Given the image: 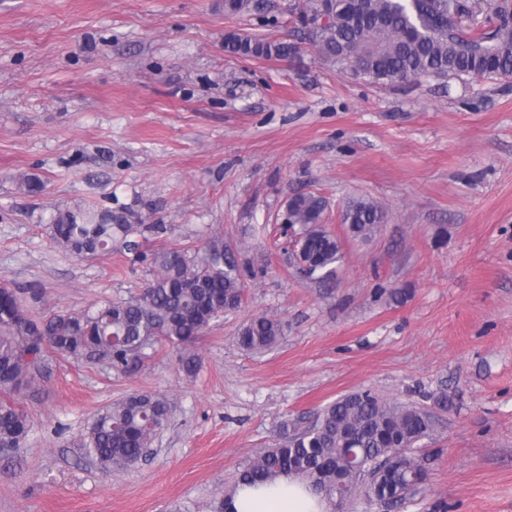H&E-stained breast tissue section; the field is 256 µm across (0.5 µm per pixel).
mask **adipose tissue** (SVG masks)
<instances>
[{
	"label": "adipose tissue",
	"mask_w": 512,
	"mask_h": 512,
	"mask_svg": "<svg viewBox=\"0 0 512 512\" xmlns=\"http://www.w3.org/2000/svg\"><path fill=\"white\" fill-rule=\"evenodd\" d=\"M234 512H327L320 497L290 477L242 488L235 497Z\"/></svg>",
	"instance_id": "adipose-tissue-1"
}]
</instances>
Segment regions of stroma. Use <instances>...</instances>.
<instances>
[{"mask_svg":"<svg viewBox=\"0 0 512 512\" xmlns=\"http://www.w3.org/2000/svg\"><path fill=\"white\" fill-rule=\"evenodd\" d=\"M294 2L0 0V285L44 315L139 293L148 262L53 241V211L89 206L165 225L145 253L220 237L248 269L194 375L167 344L126 372L50 357L22 400L27 442L0 455V512H222L281 422L361 389L428 409L448 395L407 512H512V78L375 84L308 44L289 61L227 51L233 33L302 41ZM23 174L43 190L22 193ZM301 193L342 244L328 282L300 276L280 234ZM356 198L385 213L366 241L341 222ZM262 314L285 337L245 352L237 331ZM142 391L172 403L154 453L120 471L84 457L88 422Z\"/></svg>","mask_w":512,"mask_h":512,"instance_id":"stroma-1","label":"stroma"}]
</instances>
